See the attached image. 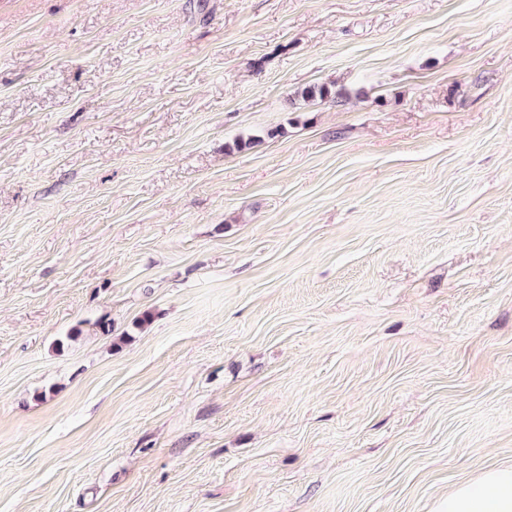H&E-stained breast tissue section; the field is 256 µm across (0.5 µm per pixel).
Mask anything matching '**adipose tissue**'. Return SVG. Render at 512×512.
Segmentation results:
<instances>
[{"mask_svg":"<svg viewBox=\"0 0 512 512\" xmlns=\"http://www.w3.org/2000/svg\"><path fill=\"white\" fill-rule=\"evenodd\" d=\"M435 512H512V467L490 468L458 483Z\"/></svg>","mask_w":512,"mask_h":512,"instance_id":"ef3b65f1","label":"adipose tissue"}]
</instances>
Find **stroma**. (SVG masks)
Returning <instances> with one entry per match:
<instances>
[{"label":"stroma","mask_w":512,"mask_h":512,"mask_svg":"<svg viewBox=\"0 0 512 512\" xmlns=\"http://www.w3.org/2000/svg\"><path fill=\"white\" fill-rule=\"evenodd\" d=\"M511 464L512 0H0V512Z\"/></svg>","instance_id":"35a3bbf8"}]
</instances>
